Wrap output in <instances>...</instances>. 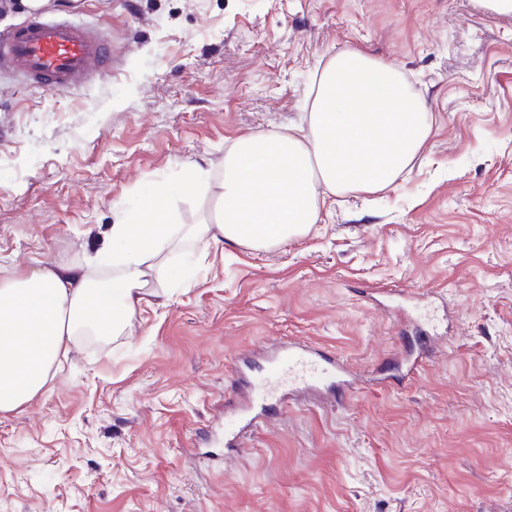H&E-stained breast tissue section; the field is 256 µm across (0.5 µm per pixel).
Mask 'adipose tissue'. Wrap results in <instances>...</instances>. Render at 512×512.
Instances as JSON below:
<instances>
[{
    "instance_id": "adipose-tissue-1",
    "label": "adipose tissue",
    "mask_w": 512,
    "mask_h": 512,
    "mask_svg": "<svg viewBox=\"0 0 512 512\" xmlns=\"http://www.w3.org/2000/svg\"><path fill=\"white\" fill-rule=\"evenodd\" d=\"M425 101L393 62L361 50L320 71L307 126L239 136L224 154L212 220L172 224L167 204L197 194L210 172L195 167L146 190L131 221L113 224L95 263L43 265L0 278V413L40 394L83 329L120 336L154 296L169 252L208 240L269 249L306 235L326 197L392 187L432 134Z\"/></svg>"
}]
</instances>
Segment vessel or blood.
Instances as JSON below:
<instances>
[{"mask_svg": "<svg viewBox=\"0 0 512 512\" xmlns=\"http://www.w3.org/2000/svg\"><path fill=\"white\" fill-rule=\"evenodd\" d=\"M112 66V45L97 31L70 19L35 17L0 37V72H9L49 94L70 90ZM355 390L356 378L340 358L304 341H291L261 377L253 397L281 403L315 384Z\"/></svg>", "mask_w": 512, "mask_h": 512, "instance_id": "vessel-or-blood-1", "label": "vessel or blood"}]
</instances>
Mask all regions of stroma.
<instances>
[{"instance_id":"35a3bbf8","label":"stroma","mask_w":512,"mask_h":512,"mask_svg":"<svg viewBox=\"0 0 512 512\" xmlns=\"http://www.w3.org/2000/svg\"><path fill=\"white\" fill-rule=\"evenodd\" d=\"M113 70L57 95L0 74V277L86 262L152 184L308 120L337 53L396 62L435 124L396 186L327 198L265 251L175 253L124 335L78 337L0 414V512H512V17L473 0H50ZM381 384L243 411L270 341ZM429 351L400 378L398 357ZM266 417L244 446L248 415Z\"/></svg>"}]
</instances>
